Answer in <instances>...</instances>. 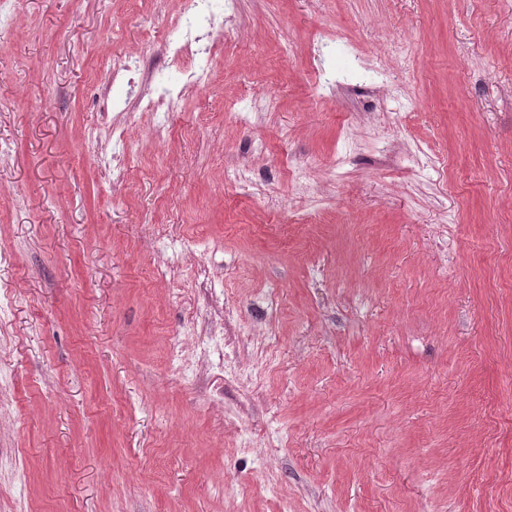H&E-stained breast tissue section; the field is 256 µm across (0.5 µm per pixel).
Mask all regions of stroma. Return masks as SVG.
<instances>
[{
	"mask_svg": "<svg viewBox=\"0 0 512 512\" xmlns=\"http://www.w3.org/2000/svg\"><path fill=\"white\" fill-rule=\"evenodd\" d=\"M177 8L0 43V512H512V0H239L161 131ZM104 70L112 76V84L124 83L132 93L134 91L132 76L141 72L140 59L130 54L112 55V60L106 63Z\"/></svg>",
	"mask_w": 512,
	"mask_h": 512,
	"instance_id": "35a3bbf8",
	"label": "stroma"
}]
</instances>
